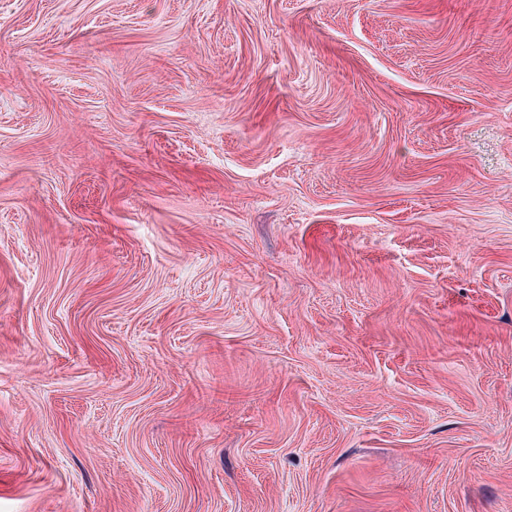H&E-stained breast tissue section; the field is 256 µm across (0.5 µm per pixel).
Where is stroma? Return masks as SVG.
Listing matches in <instances>:
<instances>
[{
	"label": "stroma",
	"instance_id": "1",
	"mask_svg": "<svg viewBox=\"0 0 512 512\" xmlns=\"http://www.w3.org/2000/svg\"><path fill=\"white\" fill-rule=\"evenodd\" d=\"M0 512H512V0H0Z\"/></svg>",
	"mask_w": 512,
	"mask_h": 512
}]
</instances>
